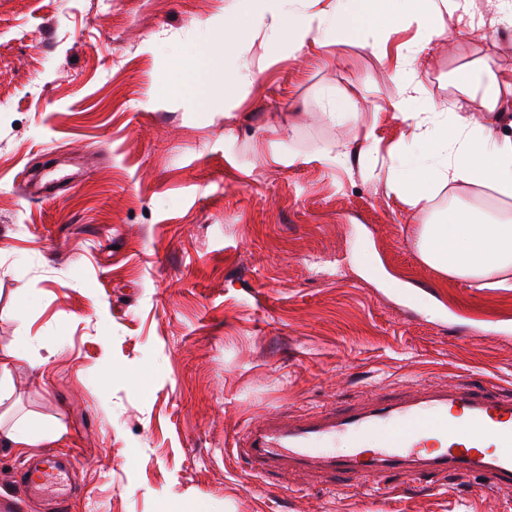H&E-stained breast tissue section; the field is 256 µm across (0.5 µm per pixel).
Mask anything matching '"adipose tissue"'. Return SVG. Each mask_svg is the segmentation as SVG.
<instances>
[{
	"label": "adipose tissue",
	"instance_id": "1",
	"mask_svg": "<svg viewBox=\"0 0 512 512\" xmlns=\"http://www.w3.org/2000/svg\"><path fill=\"white\" fill-rule=\"evenodd\" d=\"M469 0H259L248 17L250 36L238 41L231 24L208 27L206 48L223 47L229 63L224 89L252 84L269 66L253 45L303 50L337 44L343 31L375 30L397 19L415 22L420 38L396 55L399 98L393 107L413 126L410 141L388 151L387 187L415 213L429 209L444 188L486 187L512 199V135L493 134L486 125L436 106L422 96L417 64L432 46L445 41L444 17L469 14ZM512 72L484 65L465 78L488 112L501 106L500 88ZM416 246L421 260L473 287L512 288V218H489L471 206L449 204L434 223L420 225Z\"/></svg>",
	"mask_w": 512,
	"mask_h": 512
}]
</instances>
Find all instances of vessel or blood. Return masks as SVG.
<instances>
[{
  "mask_svg": "<svg viewBox=\"0 0 512 512\" xmlns=\"http://www.w3.org/2000/svg\"><path fill=\"white\" fill-rule=\"evenodd\" d=\"M340 438L351 442L353 454H335ZM489 441L498 443V451L486 450ZM236 451L259 477L313 468L334 480L361 482L402 468L413 475L478 474L488 488L512 490V398L463 381L311 419L270 416L247 427ZM66 467L58 456H44L27 484L35 492L48 488Z\"/></svg>",
  "mask_w": 512,
  "mask_h": 512,
  "instance_id": "1",
  "label": "vessel or blood"
}]
</instances>
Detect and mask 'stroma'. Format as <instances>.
<instances>
[{
    "label": "stroma",
    "instance_id": "1",
    "mask_svg": "<svg viewBox=\"0 0 512 512\" xmlns=\"http://www.w3.org/2000/svg\"><path fill=\"white\" fill-rule=\"evenodd\" d=\"M0 0V352L13 350L0 421L54 436L0 446V500L55 512L20 470L72 462L65 512H512L474 477L332 484L307 470L256 481L235 451L271 414L403 396L461 379L512 395V290L424 264L384 180L318 161L373 128L380 164L409 126L393 59L355 32L303 54L271 48L249 87L167 85L234 0ZM478 26L418 68L426 95L503 132L463 84L512 68V20L471 0ZM350 99L327 119L322 88ZM232 153H225V139ZM287 149L292 166L261 149ZM488 213L512 199L440 191Z\"/></svg>",
    "mask_w": 512,
    "mask_h": 512
}]
</instances>
